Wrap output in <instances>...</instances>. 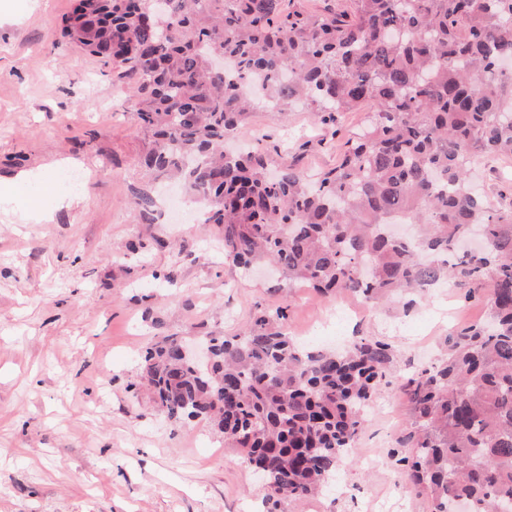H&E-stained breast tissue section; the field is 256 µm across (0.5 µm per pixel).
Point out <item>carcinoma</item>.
<instances>
[{
  "mask_svg": "<svg viewBox=\"0 0 512 512\" xmlns=\"http://www.w3.org/2000/svg\"><path fill=\"white\" fill-rule=\"evenodd\" d=\"M77 0L69 43L132 81L152 133L144 165L181 178L224 234V257L280 268V283L409 310L448 283L487 294L488 320L446 339L438 365L400 381L412 430L389 450L431 512H512V208L492 209L473 164L512 156V0ZM334 128L369 108L340 163L315 180L267 175L261 150L224 139L262 109L296 106ZM413 228L399 237L390 220ZM284 310L241 334L208 336V366L166 337L142 379L168 418H201L264 482L267 500L325 489L361 433L398 351L363 337L344 354L302 351Z\"/></svg>",
  "mask_w": 512,
  "mask_h": 512,
  "instance_id": "cac0c4a2",
  "label": "carcinoma"
}]
</instances>
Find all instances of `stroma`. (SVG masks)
Instances as JSON below:
<instances>
[{"label":"stroma","mask_w":512,"mask_h":512,"mask_svg":"<svg viewBox=\"0 0 512 512\" xmlns=\"http://www.w3.org/2000/svg\"><path fill=\"white\" fill-rule=\"evenodd\" d=\"M74 3L28 0L0 21V182L24 174L35 188L51 176L58 191L53 221L26 224L4 215L18 193L0 194V512H267L241 455L205 420H169L140 375L146 349L164 337L239 334L276 307L306 349L375 336L399 351L352 465L334 488L278 512H431L395 464L371 470L363 454L407 431L397 377L436 363L446 336L485 320L482 297L454 288L407 313L333 319L335 298L243 275L225 261L204 205L143 166L152 137L128 79L62 37ZM364 121L347 113L331 134L302 109L284 120L256 111L236 138L263 134L273 165L314 176L335 167ZM472 180L512 207V157L479 162Z\"/></svg>","instance_id":"1"}]
</instances>
